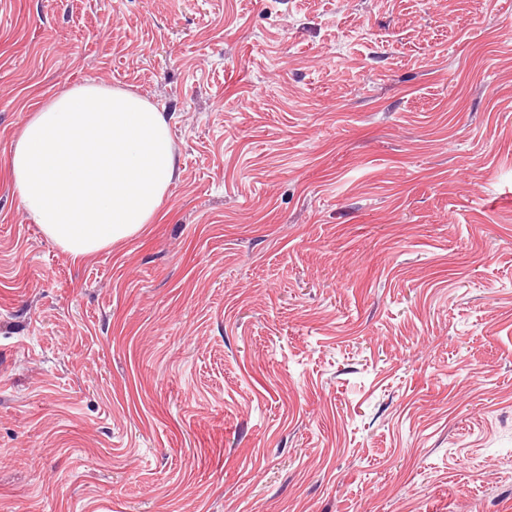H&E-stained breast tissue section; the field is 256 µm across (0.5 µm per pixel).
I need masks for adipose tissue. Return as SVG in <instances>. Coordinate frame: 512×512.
I'll return each instance as SVG.
<instances>
[{"instance_id":"ef3b65f1","label":"adipose tissue","mask_w":512,"mask_h":512,"mask_svg":"<svg viewBox=\"0 0 512 512\" xmlns=\"http://www.w3.org/2000/svg\"><path fill=\"white\" fill-rule=\"evenodd\" d=\"M8 168L34 222L76 258L136 235L178 175L167 114L138 94L97 82L34 112Z\"/></svg>"}]
</instances>
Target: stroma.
Segmentation results:
<instances>
[{
    "label": "stroma",
    "instance_id": "1",
    "mask_svg": "<svg viewBox=\"0 0 512 512\" xmlns=\"http://www.w3.org/2000/svg\"><path fill=\"white\" fill-rule=\"evenodd\" d=\"M171 118L82 259L7 158ZM0 512H512V0H0ZM166 113L90 82L29 117L8 158L10 175L35 224L69 255L97 253L154 219L178 176Z\"/></svg>",
    "mask_w": 512,
    "mask_h": 512
}]
</instances>
